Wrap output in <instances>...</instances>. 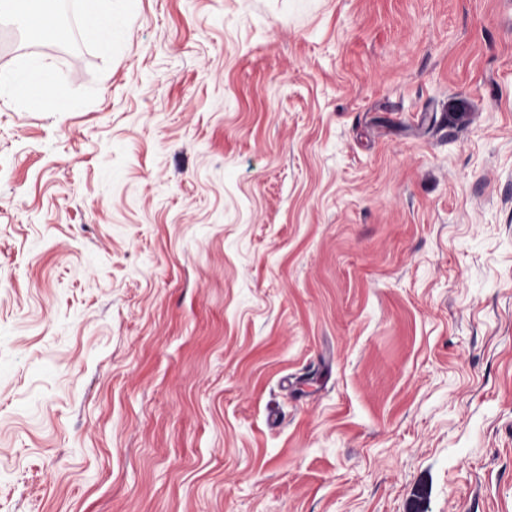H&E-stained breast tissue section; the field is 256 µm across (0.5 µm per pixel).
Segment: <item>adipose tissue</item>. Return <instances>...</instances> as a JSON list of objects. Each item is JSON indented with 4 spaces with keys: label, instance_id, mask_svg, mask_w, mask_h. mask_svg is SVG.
<instances>
[{
    "label": "adipose tissue",
    "instance_id": "ef3b65f1",
    "mask_svg": "<svg viewBox=\"0 0 512 512\" xmlns=\"http://www.w3.org/2000/svg\"><path fill=\"white\" fill-rule=\"evenodd\" d=\"M59 0H0V20L21 22L34 42L53 41ZM81 23L88 35L104 46H111L123 31L120 6L104 12L86 9ZM54 74L47 65L27 62L0 74V96L14 97L36 107H51L62 111L63 106L53 96Z\"/></svg>",
    "mask_w": 512,
    "mask_h": 512
}]
</instances>
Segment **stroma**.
<instances>
[{"label": "stroma", "mask_w": 512, "mask_h": 512, "mask_svg": "<svg viewBox=\"0 0 512 512\" xmlns=\"http://www.w3.org/2000/svg\"><path fill=\"white\" fill-rule=\"evenodd\" d=\"M128 2L0 39V512H512V0ZM114 2H124V0H110V12L100 11L94 8L86 9L81 16V23L88 35L97 42L112 47L118 36L123 32V14L120 5ZM54 74L51 68L38 62L23 63L8 73L0 74V97H16L36 107H51L64 112L63 105L53 96Z\"/></svg>", "instance_id": "stroma-1"}]
</instances>
